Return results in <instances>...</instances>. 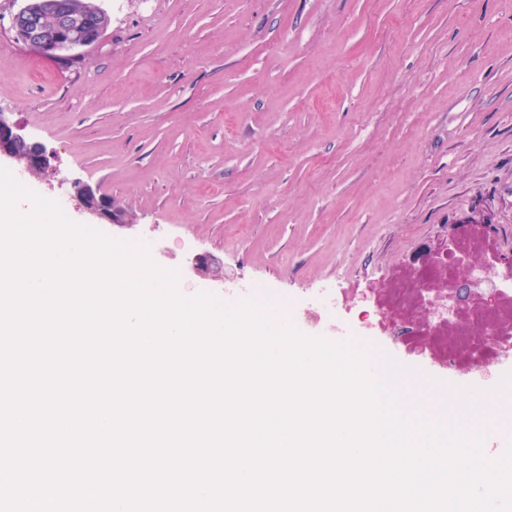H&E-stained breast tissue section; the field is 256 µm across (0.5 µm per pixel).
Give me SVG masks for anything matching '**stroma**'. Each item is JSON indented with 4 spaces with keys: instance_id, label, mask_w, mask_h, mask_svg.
<instances>
[{
    "instance_id": "obj_1",
    "label": "stroma",
    "mask_w": 512,
    "mask_h": 512,
    "mask_svg": "<svg viewBox=\"0 0 512 512\" xmlns=\"http://www.w3.org/2000/svg\"><path fill=\"white\" fill-rule=\"evenodd\" d=\"M97 3L65 66L0 0V112L47 151L40 195L92 186L181 293L363 291L467 220L512 257V0ZM190 270L202 277H209L213 281H223L220 263L212 256L204 255L192 260Z\"/></svg>"
}]
</instances>
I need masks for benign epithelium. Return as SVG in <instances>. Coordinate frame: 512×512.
Here are the masks:
<instances>
[{"instance_id":"benign-epithelium-1","label":"benign epithelium","mask_w":512,"mask_h":512,"mask_svg":"<svg viewBox=\"0 0 512 512\" xmlns=\"http://www.w3.org/2000/svg\"><path fill=\"white\" fill-rule=\"evenodd\" d=\"M12 29L16 39L32 50L67 62L74 51L94 46L104 27L100 17L70 0H42L37 5H23L12 16ZM28 144L17 125L0 114V162L7 159L16 171L28 176L46 171L44 152H27ZM73 200L77 211L91 223L128 225L126 214L87 184L74 185ZM190 270L213 281H224L219 261L209 255L194 258Z\"/></svg>"}]
</instances>
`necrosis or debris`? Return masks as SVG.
I'll return each instance as SVG.
<instances>
[{"mask_svg":"<svg viewBox=\"0 0 512 512\" xmlns=\"http://www.w3.org/2000/svg\"><path fill=\"white\" fill-rule=\"evenodd\" d=\"M500 256L499 240L469 224L447 251L395 268L372 288L369 306L337 298L299 313L290 300L280 305L331 340L358 321L366 328L362 345L381 337L463 383L490 369L512 371V269Z\"/></svg>","mask_w":512,"mask_h":512,"instance_id":"necrosis-or-debris-1","label":"necrosis or debris"}]
</instances>
